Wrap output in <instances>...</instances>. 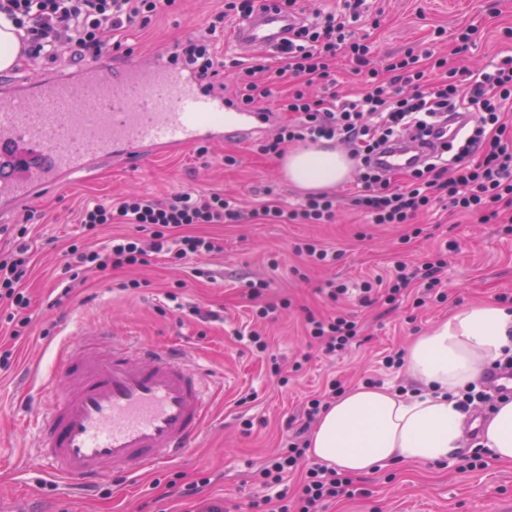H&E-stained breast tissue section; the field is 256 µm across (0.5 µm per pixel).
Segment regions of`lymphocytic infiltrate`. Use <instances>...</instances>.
Masks as SVG:
<instances>
[{
    "instance_id": "obj_1",
    "label": "lymphocytic infiltrate",
    "mask_w": 512,
    "mask_h": 512,
    "mask_svg": "<svg viewBox=\"0 0 512 512\" xmlns=\"http://www.w3.org/2000/svg\"><path fill=\"white\" fill-rule=\"evenodd\" d=\"M364 0H343L342 10L317 13L312 21L291 26L278 57L258 51L238 64L232 101L248 108L276 99L279 111L289 113L275 139L261 144V152L282 155L288 145L336 140L349 146L359 159L356 206L374 224H407L435 201H447L456 212L476 217L482 224L501 222L502 209L512 208V53L490 62L461 83L458 68L447 57L436 56L421 67L418 56L405 53L391 58L384 71L371 68L368 45L354 39L351 21L359 20ZM176 0H0V15L20 31V55L26 66L37 67L61 61H91L107 52L111 40L127 24H148ZM347 58L365 77V90L351 99L336 95L314 96L307 85L328 81L337 57ZM176 60L194 68L209 86H222L224 60L209 36L201 35L178 44ZM301 78L305 88L276 96L279 83ZM474 112L478 120L457 132L444 153L403 171V186L374 162L375 155L399 134L410 131L430 136L441 113ZM336 212V199L328 193L306 195L288 207L264 204L252 218L268 224H321ZM243 213L223 195L178 189L156 199L131 193L115 203H88L79 212L81 241L69 245L65 270L71 285L83 284L86 274L132 268L156 256L174 266L217 254L224 245L214 238L182 234L190 224H238ZM106 224H136L150 230L149 240L119 236L101 246H92ZM15 248L0 255V317L12 336L23 335L31 323L27 282L31 252L29 228L13 229ZM442 259L433 257L419 265L396 263L384 288L366 281L361 285L364 302L384 299L395 302L410 284L418 282L426 298L445 300L439 292ZM308 336L326 353L349 349L359 333L357 323L343 313L308 317ZM308 442L296 430L257 470L260 483L277 488L279 512H320L324 502L342 495L350 481L335 469L316 465L302 468ZM303 471L301 494L295 509H288L281 486L296 471Z\"/></svg>"
}]
</instances>
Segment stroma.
<instances>
[{
	"mask_svg": "<svg viewBox=\"0 0 512 512\" xmlns=\"http://www.w3.org/2000/svg\"><path fill=\"white\" fill-rule=\"evenodd\" d=\"M223 8L224 0H180L177 9L120 32L118 54L150 57L205 32ZM364 11L353 30L366 40L377 68L393 53H449L450 35L461 26L474 27L475 34L466 56L453 60L459 69H475L512 49L503 36L512 28V0H366ZM375 16L376 28L369 23ZM439 28L444 36H436ZM228 154L236 157L235 166H225ZM356 180L352 172L333 187L331 223L263 224L250 217L257 190L270 188L272 200L288 205L305 193L288 182L278 158L260 153L255 143L227 140L209 145L201 156L190 147L135 169L109 167L32 202L16 218L30 225L31 325L15 339L0 331V349L12 352L10 369L0 371V501L17 512H153V500L162 494L168 512H186L173 474L191 477L204 470L212 478L208 498L223 504L224 512H248L251 502L271 494L255 482L254 471L284 445L287 419H301L307 400L329 380L347 389L371 379L402 389L408 381L400 367L386 366V356L405 351L414 337L458 308L485 300L512 308V235L501 225L475 223L441 201L415 217L421 233L410 238L404 226L370 223L353 206L349 191ZM176 188L224 194L245 213L240 224L191 225V233L223 240V253L183 267L152 257L134 268L88 274L83 285L63 293L68 279L63 253L77 236L83 203L107 202L128 191L162 198ZM307 241L335 251V264L318 267L297 254L296 245ZM439 250L445 259L440 284L445 302L416 305L419 290L413 285L395 303H361L363 278L385 273L398 261L421 263ZM209 269L222 271L223 281L209 282L204 276ZM331 278L348 288L334 302L322 292ZM132 280L138 288H129ZM262 281L268 288L261 300L285 298L290 305L257 323L252 316L257 301L247 285ZM196 306L217 313V321L199 323L192 314ZM335 310L350 314L360 332L346 353L330 356L310 341L305 323L308 315ZM105 325L181 354L208 378L223 381L224 390L215 402L212 429L186 459L161 464L134 483L116 477L88 494L65 495L35 480L39 439L27 401L61 387L55 377L61 347L78 342V329ZM255 327L269 341L262 354L244 338ZM491 416L488 409L467 413V437L454 457L354 477L355 494L325 502L322 512H497L502 501H512V464L493 459L483 467L468 464L474 454L470 435Z\"/></svg>",
	"mask_w": 512,
	"mask_h": 512,
	"instance_id": "stroma-1",
	"label": "stroma"
}]
</instances>
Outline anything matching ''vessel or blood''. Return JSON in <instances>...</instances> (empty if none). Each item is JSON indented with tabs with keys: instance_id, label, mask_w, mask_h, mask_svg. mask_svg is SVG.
Instances as JSON below:
<instances>
[{
	"instance_id": "b4317fda",
	"label": "vessel or blood",
	"mask_w": 512,
	"mask_h": 512,
	"mask_svg": "<svg viewBox=\"0 0 512 512\" xmlns=\"http://www.w3.org/2000/svg\"><path fill=\"white\" fill-rule=\"evenodd\" d=\"M293 20L274 9L242 19L241 47L279 48ZM0 106V223L41 195L135 167L165 150L252 140L264 122L210 90L168 55L108 68L87 64L33 83L8 84ZM448 141V124L427 140L398 137L379 155L388 172L416 166ZM62 391L39 410L44 476L61 490L131 476L186 458L207 430L215 393L201 372L165 350L87 331L60 355Z\"/></svg>"
}]
</instances>
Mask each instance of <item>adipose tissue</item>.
I'll return each instance as SVG.
<instances>
[{"instance_id": "adipose-tissue-1", "label": "adipose tissue", "mask_w": 512, "mask_h": 512, "mask_svg": "<svg viewBox=\"0 0 512 512\" xmlns=\"http://www.w3.org/2000/svg\"><path fill=\"white\" fill-rule=\"evenodd\" d=\"M288 178L310 191H326L350 171L344 154L309 148L284 158ZM512 351V309L493 302L461 308L409 347L402 371L423 385L406 396L384 385H362L323 410L309 436L310 457L354 476L406 462L430 464L462 445L463 413L455 394L479 383L488 368ZM482 444L512 462V400L500 401L485 423Z\"/></svg>"}]
</instances>
